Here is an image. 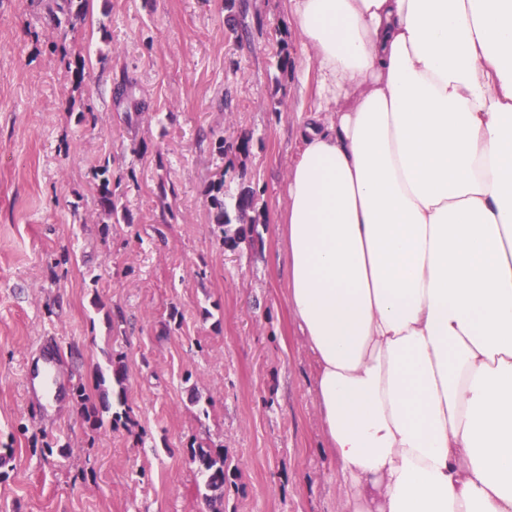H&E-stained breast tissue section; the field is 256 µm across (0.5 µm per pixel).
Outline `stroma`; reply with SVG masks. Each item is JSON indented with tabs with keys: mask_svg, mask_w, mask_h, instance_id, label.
<instances>
[{
	"mask_svg": "<svg viewBox=\"0 0 512 512\" xmlns=\"http://www.w3.org/2000/svg\"><path fill=\"white\" fill-rule=\"evenodd\" d=\"M236 2L87 0L58 26L56 0H0V512H211L201 444L224 452L223 512H340L274 273L315 78L288 0ZM219 173L226 205L254 189L250 223L214 224ZM46 336L87 396L53 414L23 390ZM118 358L125 400L92 427Z\"/></svg>",
	"mask_w": 512,
	"mask_h": 512,
	"instance_id": "35a3bbf8",
	"label": "stroma"
}]
</instances>
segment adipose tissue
<instances>
[{
	"label": "adipose tissue",
	"mask_w": 512,
	"mask_h": 512,
	"mask_svg": "<svg viewBox=\"0 0 512 512\" xmlns=\"http://www.w3.org/2000/svg\"><path fill=\"white\" fill-rule=\"evenodd\" d=\"M286 301L343 512H512V0H288Z\"/></svg>",
	"instance_id": "obj_1"
}]
</instances>
